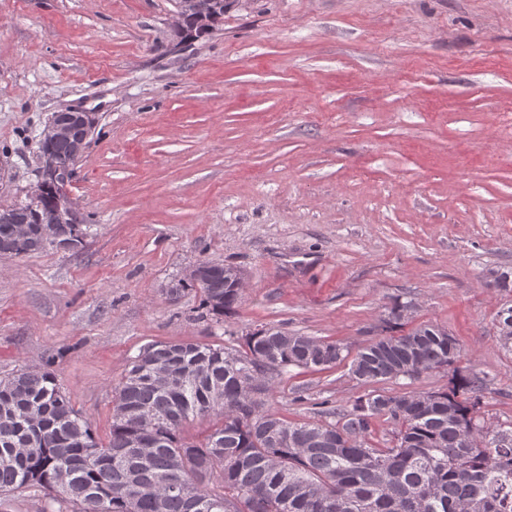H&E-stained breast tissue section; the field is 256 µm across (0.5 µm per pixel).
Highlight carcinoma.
Segmentation results:
<instances>
[{"label": "carcinoma", "mask_w": 512, "mask_h": 512, "mask_svg": "<svg viewBox=\"0 0 512 512\" xmlns=\"http://www.w3.org/2000/svg\"><path fill=\"white\" fill-rule=\"evenodd\" d=\"M57 193L0 209L1 256L51 246L37 230ZM12 224L28 225L27 238L14 237ZM204 265L200 279L178 280L168 296L194 290L200 309L221 319L241 294L224 263ZM458 353L455 339L430 324L379 337L353 356L336 341L276 327L246 334L238 347L149 344L115 387L105 445L50 372L20 370L0 380V493L38 485L79 512H512V430L481 447L463 438L486 427L467 397L482 388L476 376L412 397L372 391L349 410L328 411L331 421H289L266 407L290 368L321 371L348 359L355 379L379 383L416 363L446 368ZM158 366L169 369L166 385L155 380ZM247 384L259 391L252 418H233L228 409ZM144 409L154 423L141 421ZM210 416L216 423L203 442L180 437L183 422ZM381 417L392 439L376 448L369 438ZM178 479L185 489H167Z\"/></svg>", "instance_id": "cac0c4a2"}]
</instances>
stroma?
I'll list each match as a JSON object with an SVG mask.
<instances>
[{"instance_id":"obj_1","label":"stroma","mask_w":512,"mask_h":512,"mask_svg":"<svg viewBox=\"0 0 512 512\" xmlns=\"http://www.w3.org/2000/svg\"><path fill=\"white\" fill-rule=\"evenodd\" d=\"M175 0H0V205L37 179L36 142L92 112L69 193L78 253L0 257V378L54 373L99 442L114 389L154 342L239 345L264 326L358 351L392 307L460 346L479 413L512 426V0H236L184 50ZM241 269L223 320L191 290ZM451 370L377 383L448 389ZM348 363L290 372L267 406L316 421L373 389ZM205 265L199 280H187L198 277L201 273V265L192 267L184 278L179 279L176 288H169L170 299H178L188 289L195 290L200 297L199 308L205 311V315H212L216 319H222L232 313L240 301L241 294L238 288H242L245 282L244 274L234 267L226 268L224 275V263L217 261L202 262ZM229 279L234 282L229 281Z\"/></svg>"}]
</instances>
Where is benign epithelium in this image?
<instances>
[{
  "mask_svg": "<svg viewBox=\"0 0 512 512\" xmlns=\"http://www.w3.org/2000/svg\"><path fill=\"white\" fill-rule=\"evenodd\" d=\"M214 0H179L178 12L175 13V27H180L188 16H193L198 22L207 20L213 8ZM94 127V118L89 112L65 110L56 112L42 132L38 142V152L41 160L38 179L26 190L30 199L40 196L44 184L51 180L68 183V177L76 175L79 163L85 149L86 140ZM65 144L69 148L71 163L67 170H62L55 160V148ZM75 204L66 192L61 190L57 207L51 212L49 220L41 225V232L45 239L54 242L61 250L69 248V243L62 241L61 227L74 223Z\"/></svg>",
  "mask_w": 512,
  "mask_h": 512,
  "instance_id": "7a95c632",
  "label": "benign epithelium"
}]
</instances>
